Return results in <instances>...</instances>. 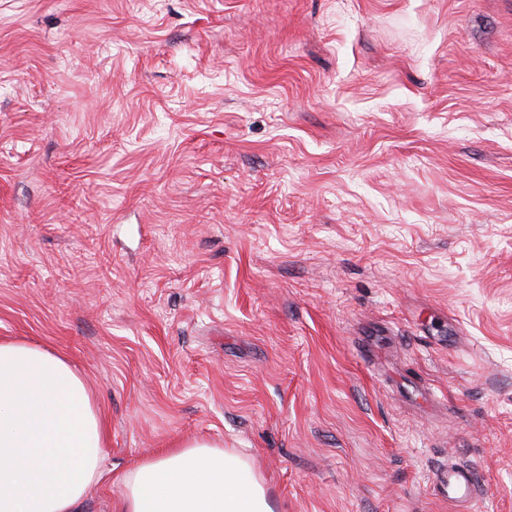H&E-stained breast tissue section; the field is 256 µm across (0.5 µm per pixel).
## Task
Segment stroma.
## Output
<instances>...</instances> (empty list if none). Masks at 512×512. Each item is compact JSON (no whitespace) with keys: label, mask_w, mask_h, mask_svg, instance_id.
I'll return each mask as SVG.
<instances>
[{"label":"stroma","mask_w":512,"mask_h":512,"mask_svg":"<svg viewBox=\"0 0 512 512\" xmlns=\"http://www.w3.org/2000/svg\"><path fill=\"white\" fill-rule=\"evenodd\" d=\"M274 512H512V0H0V339ZM430 388L436 401H425ZM435 489L454 512H469L481 497V487L473 469L448 462V466L436 474Z\"/></svg>","instance_id":"1"}]
</instances>
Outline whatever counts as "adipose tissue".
<instances>
[{
  "label": "adipose tissue",
  "mask_w": 512,
  "mask_h": 512,
  "mask_svg": "<svg viewBox=\"0 0 512 512\" xmlns=\"http://www.w3.org/2000/svg\"><path fill=\"white\" fill-rule=\"evenodd\" d=\"M105 441L87 386L65 359L0 340V512H84ZM122 484L121 512H274L247 461L213 441L142 459Z\"/></svg>",
  "instance_id": "obj_1"
}]
</instances>
